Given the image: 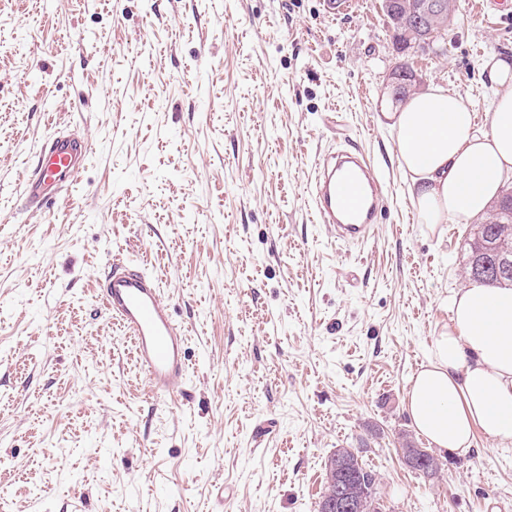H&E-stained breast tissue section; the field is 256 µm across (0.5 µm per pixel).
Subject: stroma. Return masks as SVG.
<instances>
[{
    "mask_svg": "<svg viewBox=\"0 0 512 512\" xmlns=\"http://www.w3.org/2000/svg\"><path fill=\"white\" fill-rule=\"evenodd\" d=\"M456 0L448 51L409 55L485 126L480 66L512 19ZM380 0H0V512H316L325 463L358 448L383 512H512V448L475 436L408 468L412 376L447 324L478 220L423 224L386 88ZM85 138L41 214L24 182L45 139ZM357 146L385 181L366 245L309 196ZM156 276L188 373L156 403L98 284L113 259ZM223 485V499L213 488ZM402 444H403V448H400V449H402L404 452L407 451V452L415 453L416 455H418L420 457H424L430 463V467L427 470L414 469L415 467L418 466V464L422 460L417 459L416 455H412V456L407 455L406 456V453H405V454H403V459L407 466H409L410 468H412L414 470L422 472L429 478L434 477L438 473V471L440 470V467L438 465L437 459L427 448H417V446L415 445V442L410 440L407 436H405V438L403 439Z\"/></svg>",
    "mask_w": 512,
    "mask_h": 512,
    "instance_id": "stroma-1",
    "label": "stroma"
}]
</instances>
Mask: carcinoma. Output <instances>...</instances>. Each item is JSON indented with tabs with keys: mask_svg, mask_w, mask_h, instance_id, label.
<instances>
[{
	"mask_svg": "<svg viewBox=\"0 0 512 512\" xmlns=\"http://www.w3.org/2000/svg\"><path fill=\"white\" fill-rule=\"evenodd\" d=\"M429 45L445 54L448 51V26L436 25L428 29ZM487 223L480 224V230L470 246L466 276L493 286H512V193L505 192L492 201L485 216ZM403 451L425 458L430 467L423 471L427 477H434L440 467L437 459L426 448H419L409 438L403 439ZM336 454L348 457L356 478L351 481L353 492L361 502L377 496L378 483L374 471L366 466L362 457L353 448H339Z\"/></svg>",
	"mask_w": 512,
	"mask_h": 512,
	"instance_id": "cac0c4a2",
	"label": "carcinoma"
}]
</instances>
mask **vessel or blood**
I'll return each mask as SVG.
<instances>
[{"label": "vessel or blood", "mask_w": 512, "mask_h": 512, "mask_svg": "<svg viewBox=\"0 0 512 512\" xmlns=\"http://www.w3.org/2000/svg\"><path fill=\"white\" fill-rule=\"evenodd\" d=\"M88 151L84 140L49 137L25 183L29 206L37 210L47 207L54 188L75 181ZM312 196L319 222L333 228L338 241L363 244L369 240L382 206L384 185L361 153L332 149L316 167ZM100 290L107 310L133 336L136 359L151 392L172 396L187 365L184 328L163 299L158 280L119 263L102 280Z\"/></svg>", "instance_id": "1"}]
</instances>
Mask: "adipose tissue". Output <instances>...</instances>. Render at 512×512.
<instances>
[{"mask_svg": "<svg viewBox=\"0 0 512 512\" xmlns=\"http://www.w3.org/2000/svg\"><path fill=\"white\" fill-rule=\"evenodd\" d=\"M496 87L487 128L462 97L437 87L391 116L409 199L422 223H465L485 213L512 173V62L491 59ZM406 410L439 448L467 453L476 435L512 446V288L475 282L454 296L426 365L411 379Z\"/></svg>", "mask_w": 512, "mask_h": 512, "instance_id": "ef3b65f1", "label": "adipose tissue"}]
</instances>
